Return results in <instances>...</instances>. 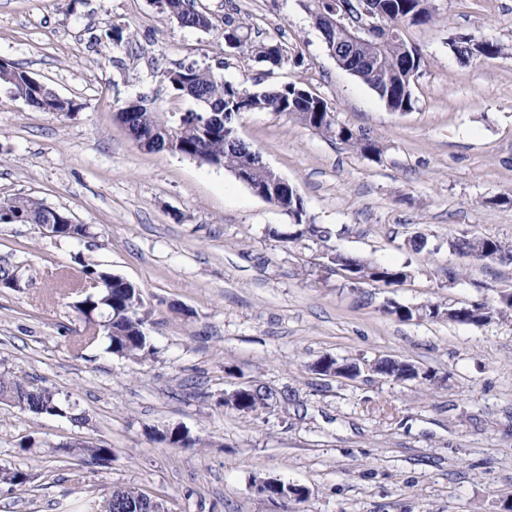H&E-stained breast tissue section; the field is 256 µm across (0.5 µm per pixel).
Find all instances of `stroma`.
<instances>
[{"label": "stroma", "instance_id": "35a3bbf8", "mask_svg": "<svg viewBox=\"0 0 512 512\" xmlns=\"http://www.w3.org/2000/svg\"><path fill=\"white\" fill-rule=\"evenodd\" d=\"M208 31L184 28L154 0H0V59L80 112H41L0 85V200L27 196L90 227L80 239L0 223V263L21 276L0 288V372L51 388L87 417L36 416L0 404V512H86L118 487L163 498L170 512H505L512 505V323L476 329L404 321L387 311L464 302L512 286V264L460 257L449 235L512 244V54L460 60L463 35L512 45V0H432L435 19L407 37L424 66L411 111H391L339 68L303 0H196ZM239 16L289 58L265 66L224 47ZM119 26L129 41L113 45ZM212 66L261 87L300 82L340 122L378 137L379 161L285 114L246 112L241 138L288 180L344 251L409 266L399 288L353 285L326 268L319 245L283 242L292 219L224 168L138 147L117 121L126 102L160 113L193 108L162 71ZM420 235L427 246L414 252ZM139 286L155 355L107 353L62 298L84 266ZM457 280H449V272ZM324 356L408 360L439 381L349 379L312 371ZM240 384L278 401L259 417L224 407ZM179 426L203 446L158 441ZM80 439L110 465L60 452ZM262 478L309 489L300 503L259 496Z\"/></svg>", "mask_w": 512, "mask_h": 512}]
</instances>
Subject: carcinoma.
<instances>
[{
  "mask_svg": "<svg viewBox=\"0 0 512 512\" xmlns=\"http://www.w3.org/2000/svg\"><path fill=\"white\" fill-rule=\"evenodd\" d=\"M384 13L385 27L379 29L378 38H386L379 64L365 62L363 53L351 43L346 30L339 27L340 18L356 9V0H307L305 8L319 13L323 20L317 23L328 50L334 52L337 65L375 91L394 112H408L413 107V85L420 74L423 55L409 43L404 30L409 25H419L434 19L431 0H376ZM163 13L180 26L209 31L213 28L210 16L195 6V0H166ZM224 44L227 48L250 55L255 61L271 67L288 62L281 44L273 38L260 39L252 35L251 26L231 13L224 14ZM8 78L0 82L8 85L14 97L25 101L41 112L64 114L68 117L79 111L71 99L57 97L47 85L33 82L25 70L11 62H4ZM164 79L175 95L181 97L185 88L195 90L197 107L184 112L161 115L144 100L131 107H124L116 119L126 128L132 141L148 151L166 150L185 158L237 172L243 165L251 146L237 140L235 124L243 112L269 111L286 113L301 124L323 136L348 145L366 158H380L381 147L377 138L362 129H354L339 122L326 100L300 83L289 82L281 86L252 89L242 83L219 78L210 67L181 66L165 72ZM267 201L286 210L293 218L292 230L285 233L276 229L270 235L284 242L307 239L323 248L325 266H349L350 274L362 281L396 288L408 273L405 266L393 267L376 263L366 257L353 255L330 245L332 231L314 222L308 215L303 199L293 194L271 193ZM0 221L3 223L26 222L58 225L56 237L76 239L87 234L84 224L67 223V215L51 209L43 202L30 197L17 196L0 201ZM448 249L460 254L480 251L495 255L499 262L512 263V245L489 236L477 237L462 233L448 238ZM84 280L74 292L75 311L84 322L96 326L94 320L105 310L110 316L108 324L100 326L106 350L116 356L146 360L154 355V347L146 332L147 314L142 310L140 289L120 275L87 265ZM388 312L401 320L415 317L448 319L454 324L481 329L497 322L512 319V288L496 290L494 300L477 297L464 304L463 316H453L439 306L411 308L396 302L390 303ZM338 375L352 376L361 372V365L331 356L321 357L313 366L319 375L330 370ZM378 374L394 380L420 378L433 383L436 373L407 366L391 357L379 361ZM0 403L16 405L34 415L68 417L74 415L70 405L48 387H39L31 381L11 374H0ZM239 414L249 417L268 405V398L261 391L243 388L239 393ZM159 440L174 446L194 448L202 444L199 437H187L178 431L168 430ZM71 454L87 455L107 461L112 449L94 446L68 447Z\"/></svg>",
  "mask_w": 512,
  "mask_h": 512,
  "instance_id": "cac0c4a2",
  "label": "carcinoma"
}]
</instances>
